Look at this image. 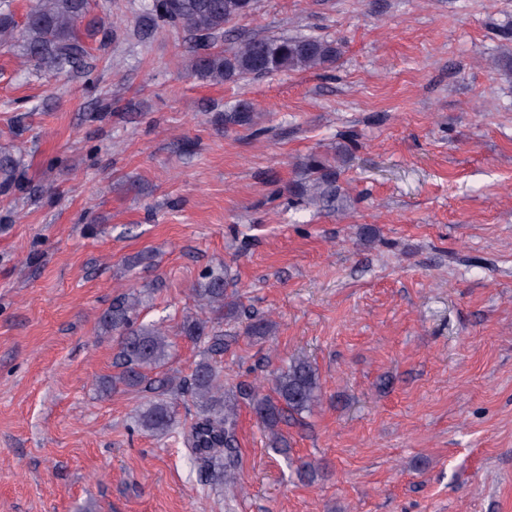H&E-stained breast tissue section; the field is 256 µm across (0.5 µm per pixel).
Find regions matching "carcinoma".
Segmentation results:
<instances>
[{
    "label": "carcinoma",
    "mask_w": 512,
    "mask_h": 512,
    "mask_svg": "<svg viewBox=\"0 0 512 512\" xmlns=\"http://www.w3.org/2000/svg\"><path fill=\"white\" fill-rule=\"evenodd\" d=\"M255 0H144V15L155 23L178 29L195 48L191 71L215 83L254 80L288 69H310L331 65L340 53L338 45L312 36H249L238 45L223 49L219 41L226 25L253 10ZM90 0H37L24 21V54L39 67L55 73L71 71L88 55L80 25H90ZM15 21L10 0H0V40L13 38ZM252 105L240 101L224 114V121L245 122ZM290 193L302 200L335 207L339 197L336 168L313 159L309 175L295 180ZM230 278L222 268L207 270L194 294L198 306L219 319L240 318L244 310L229 290ZM141 298L127 292L112 302L103 315L106 330L118 335L119 372L105 389H136L151 393L136 415L142 433L162 438L177 434L183 438L189 459L210 485L235 487L238 449L235 433L240 403L248 404L276 451L288 454V443L280 425L288 413L312 409L321 384L316 367L297 358L277 372L271 386L240 381L224 389L222 369L212 354L224 345L223 336L213 331L212 319L186 316L178 336L201 348L199 361L187 376L169 374L159 380L151 373L163 368L176 347V337L158 323L138 321ZM272 330L264 318H251L246 334L263 338ZM190 419L177 420V404ZM324 472L318 462L304 461L297 467L300 479L313 482Z\"/></svg>",
    "instance_id": "cac0c4a2"
}]
</instances>
